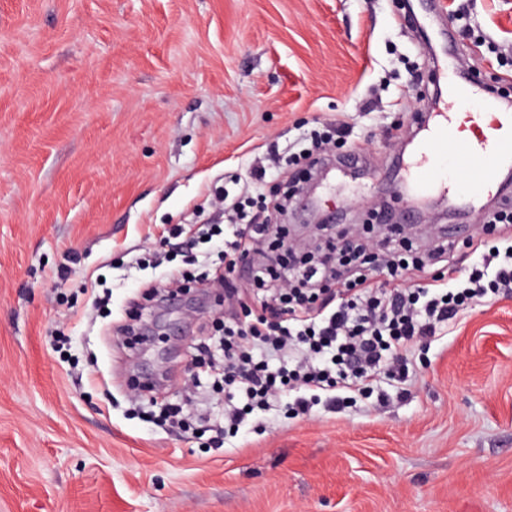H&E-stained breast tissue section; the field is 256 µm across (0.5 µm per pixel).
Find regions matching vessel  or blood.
<instances>
[{
  "label": "vessel or blood",
  "instance_id": "b4317fda",
  "mask_svg": "<svg viewBox=\"0 0 512 512\" xmlns=\"http://www.w3.org/2000/svg\"><path fill=\"white\" fill-rule=\"evenodd\" d=\"M479 110L469 113L470 134L457 128L455 110L467 106L470 91L448 87L449 111L429 112L418 122L424 136L405 170L400 199H420L436 191L472 201L490 193L497 173L512 170V100L482 90Z\"/></svg>",
  "mask_w": 512,
  "mask_h": 512
}]
</instances>
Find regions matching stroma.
Returning <instances> with one entry per match:
<instances>
[{"mask_svg": "<svg viewBox=\"0 0 512 512\" xmlns=\"http://www.w3.org/2000/svg\"><path fill=\"white\" fill-rule=\"evenodd\" d=\"M0 0V512H512V295L474 304L404 353L388 401L357 397L290 419L257 411L223 448L197 426L138 407L133 377L159 375L170 407L200 340L219 338L212 288L174 304L148 283L187 266L164 227L208 222L268 153L349 125L364 168H332L283 223L310 243L396 206L395 142L425 100L428 47L452 32L468 84L512 71V0ZM476 208L432 198L409 234ZM112 288L96 307L93 284Z\"/></svg>", "mask_w": 512, "mask_h": 512, "instance_id": "1", "label": "stroma"}]
</instances>
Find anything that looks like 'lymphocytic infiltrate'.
<instances>
[{
  "label": "lymphocytic infiltrate",
  "instance_id": "lymphocytic-infiltrate-1",
  "mask_svg": "<svg viewBox=\"0 0 512 512\" xmlns=\"http://www.w3.org/2000/svg\"><path fill=\"white\" fill-rule=\"evenodd\" d=\"M223 232L202 227L208 251L191 264L209 267L213 259L246 251L248 239L269 234L274 212L248 192L224 199ZM277 267L244 266L260 290L257 309L242 308L225 318L222 341L208 353L206 367L224 386V410L215 439L238 432L250 412L287 402L294 416L314 406L333 411L345 393L371 387L379 376L393 377L403 352L438 335L472 303L512 292V244L487 252L468 265L457 264L455 245L442 244L419 259L389 246L382 269L372 266L366 245L352 244L345 260L297 259L276 241ZM447 263V274L431 266Z\"/></svg>",
  "mask_w": 512,
  "mask_h": 512
}]
</instances>
